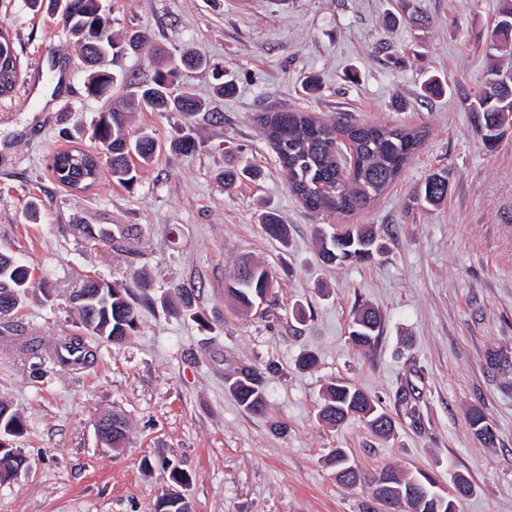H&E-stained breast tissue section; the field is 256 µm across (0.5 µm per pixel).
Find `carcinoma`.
<instances>
[{"label":"carcinoma","instance_id":"cac0c4a2","mask_svg":"<svg viewBox=\"0 0 512 512\" xmlns=\"http://www.w3.org/2000/svg\"><path fill=\"white\" fill-rule=\"evenodd\" d=\"M64 2L65 28L80 47L89 67L86 90L88 95L102 98L116 78L105 69L110 58L119 54L122 43L112 35V22L99 9L97 0H26L28 8L38 13L44 4L57 6ZM499 20L486 43L485 54L490 59L483 86L468 104L473 114L474 128L485 144L494 148L504 132L512 128V65L503 63L512 51V0H500ZM207 59L193 53L160 58L151 81L138 90L139 101L159 112H180L191 115L200 111L201 103L190 88L183 84L186 69L207 68ZM20 77L19 59L9 35L0 31V97L14 92ZM265 137L273 146L286 175L288 190L309 210L350 213L361 209L380 196L396 179L407 161L418 151L423 141L419 131L385 128L352 121L328 122L309 112H273L264 118ZM91 137L96 142L97 163H106L112 178L127 186L140 179L161 145L148 131L128 130L125 109L107 104L92 122ZM91 157L83 149H68L52 157L51 168L62 184L71 187L88 174ZM422 200L435 206L448 196V176L429 175L418 191ZM265 232L279 240L288 236V228L271 211L263 216ZM319 251L329 263L371 258L377 249L374 232L360 225L342 233L318 236ZM30 288V271L13 255L0 253V302L10 304L14 311ZM273 278L263 266L243 262L229 276L225 293L246 309L257 307L272 297ZM80 293L88 295L78 310L84 334L64 341L56 352V360L64 366H88L97 358L96 347L87 337L112 339L119 343L135 331L140 308L129 297V289L109 286L99 278L83 280ZM382 318L375 310L358 309L353 317L349 339L359 348L371 349L382 334ZM236 401L253 413H263L265 372L256 367H244L230 384ZM319 417L330 425L352 417L364 420L380 435L393 431L391 418L379 410L375 402L359 388L335 383L327 387ZM474 434L488 444L495 435L486 414L474 409L469 414ZM329 462L336 479L345 484L360 481L359 471L352 467L344 449L331 450ZM378 478L385 479L396 492L415 496L414 512H455V501L437 505L430 479L404 475L384 468ZM184 496L164 493L157 499L156 512H189Z\"/></svg>","mask_w":512,"mask_h":512}]
</instances>
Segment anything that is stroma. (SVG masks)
<instances>
[{"instance_id": "stroma-1", "label": "stroma", "mask_w": 512, "mask_h": 512, "mask_svg": "<svg viewBox=\"0 0 512 512\" xmlns=\"http://www.w3.org/2000/svg\"><path fill=\"white\" fill-rule=\"evenodd\" d=\"M499 0H105L118 36L144 43L108 62L114 101L150 80L156 54L194 50L230 71L236 92L214 93L210 71L186 74L202 103L192 116L134 107L130 127L161 145L134 188L109 172L74 192L52 176L53 153L95 150L91 123L105 106L87 95L79 51L59 16L0 0V29L20 57L14 93L0 99V252L26 259L32 288L0 318V402L23 422L13 438L29 461L0 484V512H154L171 470L190 479L191 512H362L383 468L472 485L456 512H512V129L498 148L476 133L465 100L489 60ZM318 89L303 92L305 76ZM435 75L449 89L428 95ZM342 115L424 132L415 156L366 209L330 215L288 190L261 127L265 113ZM192 134L198 147L173 144ZM250 161L255 177L225 189L220 173ZM448 174V196H416ZM277 212L287 242L260 223ZM373 225L372 260L324 264L318 230ZM271 270L266 310L224 296L242 259ZM133 298L192 292V305L142 310L123 342L96 339V361L64 367L54 353L81 334L72 304L85 276ZM362 304L384 316L374 349L349 341ZM313 354V368L297 361ZM276 373L267 409L231 394L243 366ZM365 390L393 419L389 438L353 418L318 416L327 385ZM482 409L497 441L469 426ZM116 412L129 442L99 446L95 423ZM362 471L336 481L331 449ZM417 194L425 203L431 206L440 204L448 196L447 174H430L419 188Z\"/></svg>"}]
</instances>
